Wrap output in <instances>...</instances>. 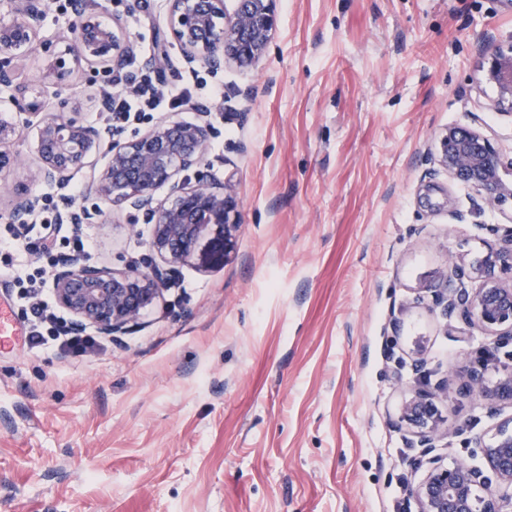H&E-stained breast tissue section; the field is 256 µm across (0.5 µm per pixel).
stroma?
Masks as SVG:
<instances>
[{"mask_svg":"<svg viewBox=\"0 0 512 512\" xmlns=\"http://www.w3.org/2000/svg\"><path fill=\"white\" fill-rule=\"evenodd\" d=\"M133 48L127 71H189L166 0H83ZM142 30L127 27L128 13ZM261 60L211 72L196 98L151 122L207 121L201 169L236 189L226 261L172 269L138 325L80 356L0 335V512H416L423 476L399 422L414 389L444 383L487 337L432 302L453 263L503 243L512 213L472 215L473 194L435 159L453 126L512 160V115L481 81L512 35V0H277ZM75 13L44 11L38 52L0 58L46 111L94 125L103 82L68 48ZM62 58L66 74L44 75ZM0 218L34 181L38 122L0 88ZM90 264L151 263L152 227L102 204ZM445 463L484 466L481 443L512 405L449 392Z\"/></svg>","mask_w":512,"mask_h":512,"instance_id":"1","label":"stroma"}]
</instances>
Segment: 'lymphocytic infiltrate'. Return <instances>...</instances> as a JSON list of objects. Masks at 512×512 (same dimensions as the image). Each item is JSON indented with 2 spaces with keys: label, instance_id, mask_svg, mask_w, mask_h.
Segmentation results:
<instances>
[{
  "label": "lymphocytic infiltrate",
  "instance_id": "obj_1",
  "mask_svg": "<svg viewBox=\"0 0 512 512\" xmlns=\"http://www.w3.org/2000/svg\"><path fill=\"white\" fill-rule=\"evenodd\" d=\"M212 98L222 97L224 86L209 82L199 73L184 75L172 71L165 87H158L151 77H131L125 89L113 92L103 115L109 133L123 132L132 122L161 109L177 110L185 106L192 93ZM83 188L69 189L66 198L47 193L37 199L30 223L5 224L0 229V276L8 278L17 290L29 325V345L41 343L44 336L59 338L64 352L78 354L91 348L93 337L72 332L43 299L47 275L61 255L79 259L94 248L91 239L79 229L80 214L64 219L62 200H83Z\"/></svg>",
  "mask_w": 512,
  "mask_h": 512
}]
</instances>
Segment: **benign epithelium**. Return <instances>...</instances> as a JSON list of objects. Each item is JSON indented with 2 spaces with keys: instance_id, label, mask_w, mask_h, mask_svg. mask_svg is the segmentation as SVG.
Wrapping results in <instances>:
<instances>
[{
  "instance_id": "7a95c632",
  "label": "benign epithelium",
  "mask_w": 512,
  "mask_h": 512,
  "mask_svg": "<svg viewBox=\"0 0 512 512\" xmlns=\"http://www.w3.org/2000/svg\"><path fill=\"white\" fill-rule=\"evenodd\" d=\"M17 18L0 26V53L14 56L21 48H34L35 23L45 0H18ZM276 0H169L168 22L173 38L191 63L219 69L227 63L250 67L259 62L275 29ZM75 30L76 60L94 61L121 75L128 45L114 29L78 10ZM482 81L494 89V107L512 112V36L486 54ZM17 75L0 68V87H14L19 111L40 114L38 165L35 177L45 183L63 184L79 168L95 142V131L62 113H43L38 100L26 98L27 87L14 83ZM208 124L164 120L132 139L112 143L107 168L89 186V192L114 204L128 203L153 225L151 247L165 263L143 267L130 262L121 269H102L68 262L55 276L58 305L74 318L76 326H92L98 333L115 335L138 322L142 311L161 298L168 285L169 267L199 255L224 259L232 248L237 228L236 193L224 184L216 192L201 172L195 179L180 174L201 164ZM438 164L448 176L465 184L474 194V207L501 208L512 203V181L497 149L481 132L448 128L440 139ZM169 187L167 198L155 202L154 193ZM502 265L512 270V228L504 246L490 250L470 272L483 278L482 287L470 292L463 284L436 295L445 313L459 310L465 320H477L491 336L490 345L462 375L461 396L478 392L495 403L512 404V366L499 371L496 381L485 377V368L498 350L512 344V285L490 275ZM444 391L416 390L404 406L401 419L418 429L417 447L427 456L428 468L411 490L417 512H477L474 490L484 492L482 512H512V432L501 429L484 447L488 470L466 462L448 466L434 456L436 442L447 432L438 418L437 401Z\"/></svg>"
}]
</instances>
